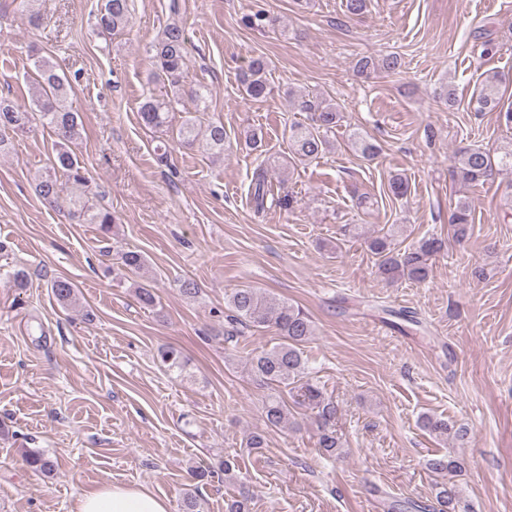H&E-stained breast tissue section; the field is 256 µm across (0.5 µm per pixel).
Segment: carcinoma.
Returning <instances> with one entry per match:
<instances>
[{"label":"carcinoma","instance_id":"cac0c4a2","mask_svg":"<svg viewBox=\"0 0 512 512\" xmlns=\"http://www.w3.org/2000/svg\"><path fill=\"white\" fill-rule=\"evenodd\" d=\"M130 22L128 0H102L97 14V27L109 35L124 30ZM187 34L177 23L167 25L162 37L151 46L154 70L150 80L164 81L169 93L150 96L140 105L142 123L154 130L167 127L170 113L177 111L183 103L180 79L187 65ZM34 70L27 74V80L35 89L31 102L19 103L0 99V132H24L38 123L49 130L55 155L48 170L38 179L35 191L45 203L53 205L62 197L69 198L74 213L88 224H96L107 234L116 223L115 216L108 208L90 202L88 198L89 175L72 149L81 138L83 123L80 113L73 111L68 99L73 87L65 74L58 72L57 63L50 56H38L33 61ZM356 66L361 71L376 70L391 73L401 67V58L395 54L379 59L361 58ZM267 63L261 58L250 61L239 81L248 99L258 101L269 93L266 77ZM210 90L199 85L192 93L195 111L183 116L179 134L185 144H202L203 150L213 159L224 156L225 132L220 122L201 125L197 113L207 108ZM474 109L478 112H496L505 124L512 125V107L501 104L500 79L498 75L487 76L472 96ZM298 108L311 114V123H296L290 127L291 151L302 161L312 162L330 149L328 133L339 124L341 112L335 104L318 97H300ZM352 144L367 159L374 158L379 149L375 143L358 134H352ZM512 174V144L500 149L492 156L486 150L469 146L459 149L455 166L456 176L464 183L477 184L485 180L494 170ZM269 192L268 182L263 174L255 178L251 196L256 208L264 207ZM469 223V205L464 201L456 204L452 216L456 237L464 236L465 224ZM392 234H378L368 239L370 250L383 257L378 266L380 275L390 281L408 278L416 282L425 281L430 273L429 260L440 253L445 242L437 237L423 239L402 253L391 249ZM51 293L63 305L76 299L73 282L58 277L50 282ZM273 328L278 332L279 342L268 349L252 354L247 360L251 376L270 389L263 403L265 429L250 433L246 447L262 448L266 443V431L279 429L288 424V401L291 396L297 403H305L316 412L317 445L321 455L333 458L341 453L343 443L336 433L334 423L339 413L335 402L325 397L323 389L312 376V371L303 355L302 346L314 335L310 316L300 307L285 301H276L259 288H235L226 295L224 305V341H236L249 329ZM159 361L170 374L182 373L186 362L181 350L166 345L158 350ZM421 426L435 438L448 439L458 447L470 442L469 431L438 416H424ZM27 463L42 473L53 470L52 461L38 450L27 454ZM429 472L454 476L462 471L463 464L457 457L437 455L426 462ZM239 466L233 457H225L219 470L224 479L238 486V495L227 505V512H249V490L238 474ZM435 512H458L461 494L456 484L442 482L436 491Z\"/></svg>","mask_w":512,"mask_h":512}]
</instances>
